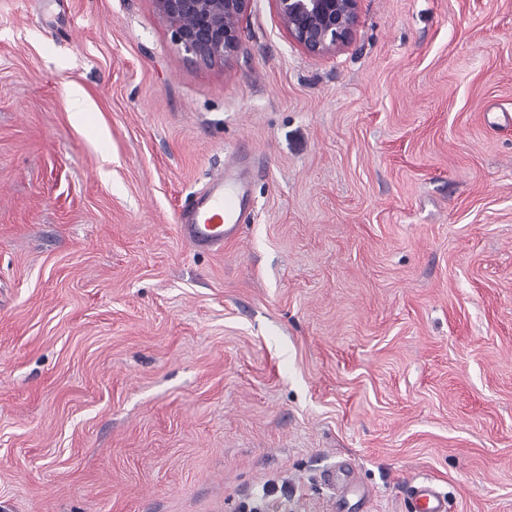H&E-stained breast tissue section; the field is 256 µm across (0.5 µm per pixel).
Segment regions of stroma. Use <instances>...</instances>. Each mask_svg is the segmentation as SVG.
<instances>
[{
    "label": "stroma",
    "mask_w": 512,
    "mask_h": 512,
    "mask_svg": "<svg viewBox=\"0 0 512 512\" xmlns=\"http://www.w3.org/2000/svg\"><path fill=\"white\" fill-rule=\"evenodd\" d=\"M414 474L512 512V0H360L324 56L254 0L213 66L152 0H0V512H407ZM238 161L227 165L204 194L192 195L181 211L178 232L193 247L219 250L224 241L236 238L248 194L246 185L232 174Z\"/></svg>",
    "instance_id": "1"
}]
</instances>
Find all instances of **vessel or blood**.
I'll list each match as a JSON object with an SVG mask.
<instances>
[{
  "instance_id": "obj_1",
  "label": "vessel or blood",
  "mask_w": 512,
  "mask_h": 512,
  "mask_svg": "<svg viewBox=\"0 0 512 512\" xmlns=\"http://www.w3.org/2000/svg\"><path fill=\"white\" fill-rule=\"evenodd\" d=\"M247 194L246 185L231 171L217 175L208 190L191 196L181 211V238L198 249H222L238 234ZM408 512H448V501L432 483L416 482L410 487Z\"/></svg>"
}]
</instances>
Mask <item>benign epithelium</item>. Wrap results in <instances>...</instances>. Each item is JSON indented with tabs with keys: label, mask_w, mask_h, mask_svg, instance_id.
<instances>
[{
	"label": "benign epithelium",
	"mask_w": 512,
	"mask_h": 512,
	"mask_svg": "<svg viewBox=\"0 0 512 512\" xmlns=\"http://www.w3.org/2000/svg\"><path fill=\"white\" fill-rule=\"evenodd\" d=\"M253 0H153L184 51L204 64L224 61L240 43ZM289 37L306 53L336 52L352 38L359 0H273Z\"/></svg>",
	"instance_id": "benign-epithelium-1"
}]
</instances>
